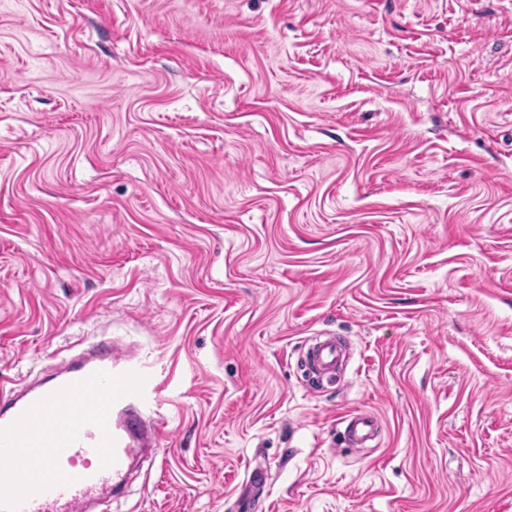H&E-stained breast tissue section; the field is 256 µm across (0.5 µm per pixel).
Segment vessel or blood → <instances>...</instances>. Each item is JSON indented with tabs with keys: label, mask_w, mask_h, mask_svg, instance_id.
I'll list each match as a JSON object with an SVG mask.
<instances>
[{
	"label": "vessel or blood",
	"mask_w": 512,
	"mask_h": 512,
	"mask_svg": "<svg viewBox=\"0 0 512 512\" xmlns=\"http://www.w3.org/2000/svg\"><path fill=\"white\" fill-rule=\"evenodd\" d=\"M314 367L335 373L343 348L329 336ZM141 369L111 339L73 356L50 380L18 389L0 384V512H110L129 486L132 462L157 455L162 426L142 400ZM347 449L363 447L378 417L343 419ZM31 474L16 483L18 468Z\"/></svg>",
	"instance_id": "vessel-or-blood-1"
}]
</instances>
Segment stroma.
I'll list each match as a JSON object with an SVG mask.
<instances>
[{
    "mask_svg": "<svg viewBox=\"0 0 512 512\" xmlns=\"http://www.w3.org/2000/svg\"><path fill=\"white\" fill-rule=\"evenodd\" d=\"M103 337L122 512H512V0H0V381ZM315 370L321 374L336 373L343 362V348L336 337L329 336L312 350ZM341 423L343 443L348 450L363 448L364 442L380 428L378 417L369 411H359L344 418Z\"/></svg>",
    "mask_w": 512,
    "mask_h": 512,
    "instance_id": "obj_1",
    "label": "stroma"
}]
</instances>
